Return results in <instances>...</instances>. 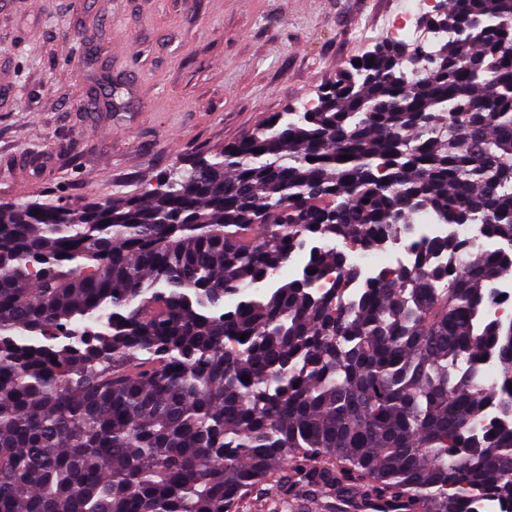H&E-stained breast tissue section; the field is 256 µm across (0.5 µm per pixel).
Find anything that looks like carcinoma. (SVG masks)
<instances>
[{
    "label": "carcinoma",
    "instance_id": "carcinoma-1",
    "mask_svg": "<svg viewBox=\"0 0 512 512\" xmlns=\"http://www.w3.org/2000/svg\"><path fill=\"white\" fill-rule=\"evenodd\" d=\"M447 2L427 71L384 41L138 192L0 202V512H233L269 484L512 512V339L485 315L512 253L450 233L350 291L315 249L268 282L308 240L375 251L422 213L512 240V0Z\"/></svg>",
    "mask_w": 512,
    "mask_h": 512
}]
</instances>
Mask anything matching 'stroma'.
<instances>
[{
	"label": "stroma",
	"instance_id": "35a3bbf8",
	"mask_svg": "<svg viewBox=\"0 0 512 512\" xmlns=\"http://www.w3.org/2000/svg\"><path fill=\"white\" fill-rule=\"evenodd\" d=\"M399 2L0 0V200L133 192L316 101Z\"/></svg>",
	"mask_w": 512,
	"mask_h": 512
}]
</instances>
